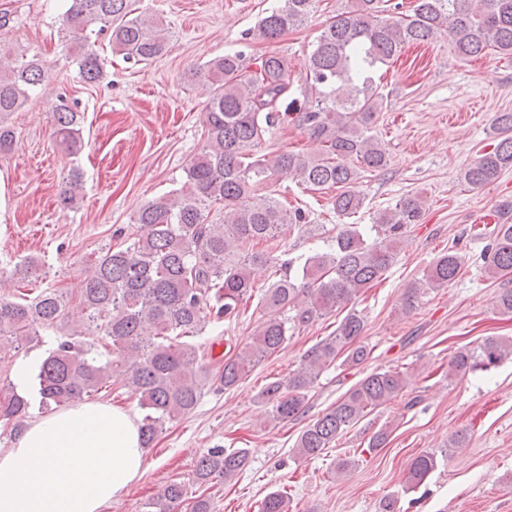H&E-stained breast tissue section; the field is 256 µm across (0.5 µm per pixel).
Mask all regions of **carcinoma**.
Listing matches in <instances>:
<instances>
[{
	"mask_svg": "<svg viewBox=\"0 0 512 512\" xmlns=\"http://www.w3.org/2000/svg\"><path fill=\"white\" fill-rule=\"evenodd\" d=\"M62 15L73 62L87 83L100 76L92 37L109 35L112 51L127 60L148 63L160 57L168 31L155 19L134 13L130 0H68ZM317 0H280L258 23V37L275 40L304 25ZM390 0H348L325 24L302 77L293 87L288 62L268 54L247 65L240 50L207 61L201 85L205 144L185 169V181L173 193L142 205L134 215L139 231L116 247L102 249L81 282L78 309L83 327L67 334L42 362L36 379L39 408L51 413L86 400L118 384L138 397L143 411L141 445L150 447L165 423L196 409L207 384L227 390L237 386L262 358L277 352L290 330L347 310L336 333L304 356L288 381L266 384L261 395L278 422L297 420L320 372L338 362L356 366L368 358L360 341L363 314L353 308L393 265L400 244L421 223L426 200L419 194L400 199L373 217L371 224L342 223L327 251L280 260L253 244L272 241L304 223L301 209H287L264 186L288 173L310 190L336 189L333 209L344 220L357 214L364 197L355 190L359 169L381 171L389 154L374 134L384 95L374 75L408 44H421L438 31L448 37L458 57L494 51L512 57V0H415L412 13L380 17ZM48 75L37 59L8 55L0 61V154L13 147L10 116L20 111L33 89ZM293 124L322 144L324 155L300 152L257 153L279 129ZM499 141L460 172V180L478 189L512 170V112L494 119ZM53 135L69 152L81 144L80 118L68 105L53 109ZM79 175L71 174L58 194L62 208L77 200ZM484 255L485 273L499 280L512 273V224H494ZM278 266V279L260 294L267 310L252 341L229 349L217 372L206 363L208 351L195 341L207 312L236 318L254 295L256 266ZM465 256L452 248L438 255L422 278L411 282L401 310L407 314L427 291L454 281ZM32 260L16 263L9 278L16 295L0 297V351H19L35 337L67 319L68 294L51 288L22 292L32 283ZM99 334L100 347L84 340ZM512 356V340L488 336L477 346H461L448 361V376L488 371ZM397 367L377 369L352 385L328 411L309 423L297 439L298 454L319 457L349 427L380 408L407 385ZM30 403L15 395L0 402V420L18 428L29 417ZM244 448H213L200 456L191 481L173 480L149 501L148 512H178L191 501V512H214L211 496L201 492L228 482L243 471ZM437 454L413 457L407 482L415 489L437 468ZM284 493L265 496L261 512H285Z\"/></svg>",
	"mask_w": 512,
	"mask_h": 512,
	"instance_id": "obj_1",
	"label": "carcinoma"
}]
</instances>
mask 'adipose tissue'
<instances>
[{"label": "adipose tissue", "mask_w": 512, "mask_h": 512, "mask_svg": "<svg viewBox=\"0 0 512 512\" xmlns=\"http://www.w3.org/2000/svg\"><path fill=\"white\" fill-rule=\"evenodd\" d=\"M144 465L138 426L127 410L67 407L33 421L0 452V512H102Z\"/></svg>", "instance_id": "adipose-tissue-1"}]
</instances>
